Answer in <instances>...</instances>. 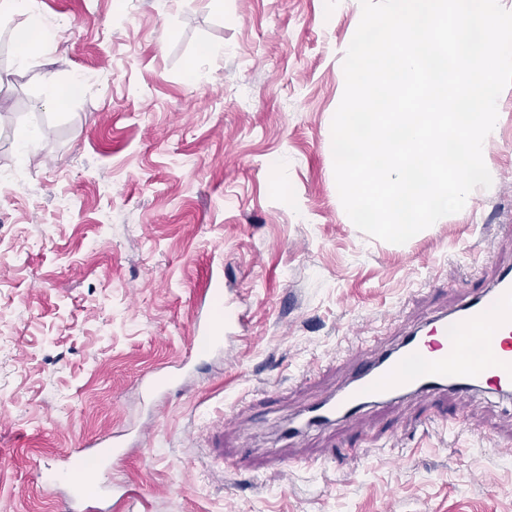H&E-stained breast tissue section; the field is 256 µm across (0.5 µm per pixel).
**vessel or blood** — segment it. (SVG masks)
<instances>
[{
  "label": "vessel or blood",
  "instance_id": "b4317fda",
  "mask_svg": "<svg viewBox=\"0 0 512 512\" xmlns=\"http://www.w3.org/2000/svg\"><path fill=\"white\" fill-rule=\"evenodd\" d=\"M235 323L227 303L197 320L190 356L221 350ZM445 391L462 398L485 391L512 396V267L448 312L409 328L396 344L361 359L348 383L289 419L280 437L291 440L313 428L353 424L375 405ZM122 446L117 439L93 442L71 449L62 465L40 471L42 482L65 488L61 512H97L96 501L109 486L107 462L120 455Z\"/></svg>",
  "mask_w": 512,
  "mask_h": 512
}]
</instances>
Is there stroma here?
<instances>
[{
	"label": "stroma",
	"mask_w": 512,
	"mask_h": 512,
	"mask_svg": "<svg viewBox=\"0 0 512 512\" xmlns=\"http://www.w3.org/2000/svg\"><path fill=\"white\" fill-rule=\"evenodd\" d=\"M360 19V0H37L0 19V512H56L40 470L113 434L133 499L111 512H512V399L413 396L278 438L359 355L512 265V86L493 183L462 211L402 245L347 216L331 123ZM38 25L55 42L21 61ZM215 288L234 339L148 406L141 379L186 354Z\"/></svg>",
	"instance_id": "35a3bbf8"
}]
</instances>
